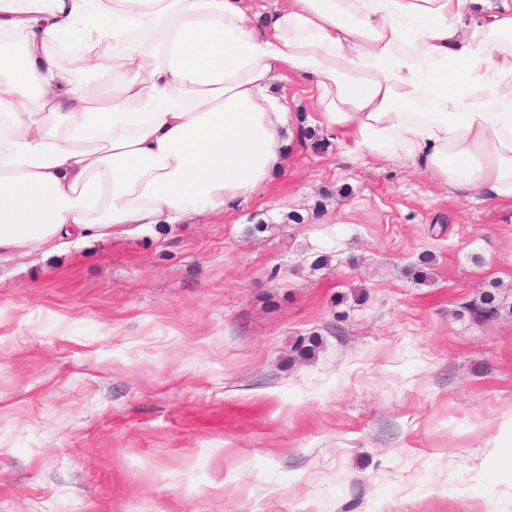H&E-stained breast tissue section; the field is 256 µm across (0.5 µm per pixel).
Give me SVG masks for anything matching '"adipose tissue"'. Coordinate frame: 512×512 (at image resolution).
Here are the masks:
<instances>
[{
	"label": "adipose tissue",
	"instance_id": "obj_1",
	"mask_svg": "<svg viewBox=\"0 0 512 512\" xmlns=\"http://www.w3.org/2000/svg\"><path fill=\"white\" fill-rule=\"evenodd\" d=\"M280 72L344 162L512 202V0H0V263L249 201L287 158Z\"/></svg>",
	"mask_w": 512,
	"mask_h": 512
}]
</instances>
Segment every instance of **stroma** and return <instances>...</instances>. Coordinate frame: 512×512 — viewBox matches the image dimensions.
<instances>
[{
  "mask_svg": "<svg viewBox=\"0 0 512 512\" xmlns=\"http://www.w3.org/2000/svg\"><path fill=\"white\" fill-rule=\"evenodd\" d=\"M271 92L287 171L248 202L0 265V512H512V202L341 164ZM461 316L468 315L476 323H483L499 317L502 301L492 290L482 291L477 298L464 303L461 307Z\"/></svg>",
  "mask_w": 512,
  "mask_h": 512,
  "instance_id": "35a3bbf8",
  "label": "stroma"
}]
</instances>
